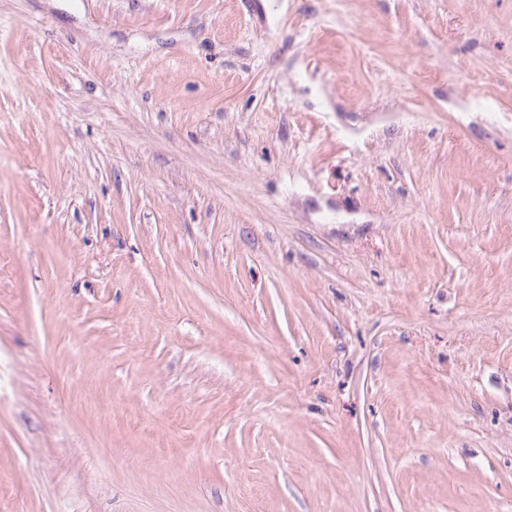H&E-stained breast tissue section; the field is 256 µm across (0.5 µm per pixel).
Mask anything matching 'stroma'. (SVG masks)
<instances>
[{
  "label": "stroma",
  "mask_w": 512,
  "mask_h": 512,
  "mask_svg": "<svg viewBox=\"0 0 512 512\" xmlns=\"http://www.w3.org/2000/svg\"><path fill=\"white\" fill-rule=\"evenodd\" d=\"M0 512H512V0H0Z\"/></svg>",
  "instance_id": "1"
}]
</instances>
